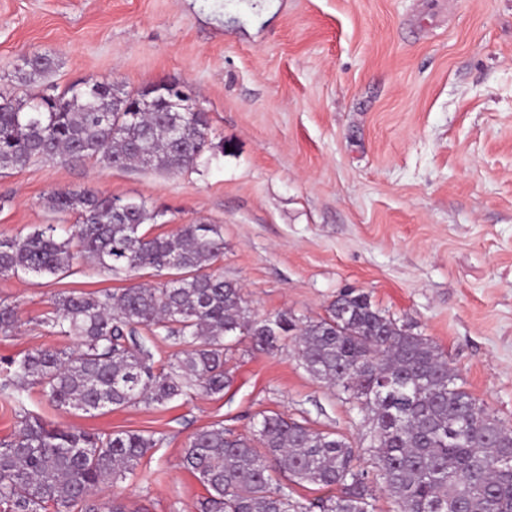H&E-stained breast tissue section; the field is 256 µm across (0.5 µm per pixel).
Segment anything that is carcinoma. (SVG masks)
Segmentation results:
<instances>
[{
	"label": "carcinoma",
	"instance_id": "1",
	"mask_svg": "<svg viewBox=\"0 0 512 512\" xmlns=\"http://www.w3.org/2000/svg\"><path fill=\"white\" fill-rule=\"evenodd\" d=\"M53 68L50 55L36 54L15 78L31 87ZM137 104L138 92L118 99L109 81L57 95H0V170L34 159H92L108 168L180 172L213 149L207 113L170 106L132 111ZM175 127L180 146L171 140ZM127 205L119 212L110 196L58 190L46 208L74 215L75 223L0 239V276L55 277L78 259L114 276L144 269L170 275L119 294L53 295L47 333L75 339L78 350L37 348L9 361L3 388L20 394L38 386L56 406L85 412L163 406L192 392L224 394L228 338L247 336L273 351L289 337L312 377L372 415L373 470L356 465L343 438L279 414H261L249 436L215 423L194 435L182 457L208 492L204 512H374V483L395 499L398 512H512V426L457 384L429 338L353 291L340 294L321 318L255 317L242 289L213 269L224 256L219 225L189 222L151 237L141 226L163 212L134 200ZM147 336L178 348L158 370ZM160 442L139 431L48 429L24 414L14 437L0 440V508L127 512L119 498L105 503L98 491L134 473ZM275 469L290 482L340 492L303 506L273 478Z\"/></svg>",
	"mask_w": 512,
	"mask_h": 512
}]
</instances>
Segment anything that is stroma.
I'll use <instances>...</instances> for the list:
<instances>
[{
    "label": "stroma",
    "instance_id": "35a3bbf8",
    "mask_svg": "<svg viewBox=\"0 0 512 512\" xmlns=\"http://www.w3.org/2000/svg\"><path fill=\"white\" fill-rule=\"evenodd\" d=\"M37 53L53 93L109 80L175 83L208 112L214 150L167 174L37 159L0 172V237L42 224L49 194L89 190L164 209L150 235L220 225L217 267L253 314L325 315L347 288L433 341L460 383L512 426V0H0V89ZM83 262L56 278L0 276L18 321L9 360L66 348L42 320L62 291L154 282ZM232 382L213 397L110 412L65 411L39 388L0 390V439L25 409L51 427L154 435L134 475L102 486L130 512H201L208 493L182 466L213 423L252 432L276 412L346 438L369 458L372 422L314 379L292 341L233 346Z\"/></svg>",
    "mask_w": 512,
    "mask_h": 512
}]
</instances>
